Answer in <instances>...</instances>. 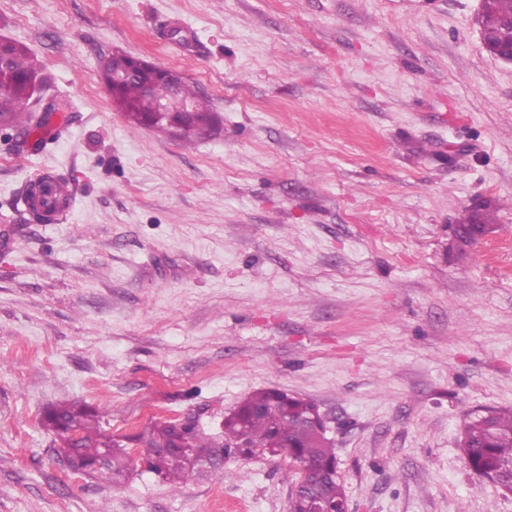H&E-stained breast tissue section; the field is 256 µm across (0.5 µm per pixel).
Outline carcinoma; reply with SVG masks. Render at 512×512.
Listing matches in <instances>:
<instances>
[{
	"instance_id": "1",
	"label": "carcinoma",
	"mask_w": 512,
	"mask_h": 512,
	"mask_svg": "<svg viewBox=\"0 0 512 512\" xmlns=\"http://www.w3.org/2000/svg\"><path fill=\"white\" fill-rule=\"evenodd\" d=\"M481 25L492 44L512 45V0H490ZM134 64L131 55L117 50L104 57L100 65V79L131 128L144 126L150 120L152 127L177 132L186 142L200 140L202 130L217 131L218 119L210 101L184 81L177 91L190 102L193 111L171 112L156 119V102L168 95L170 87L155 76V66L140 68L122 84L112 86V70L128 69ZM146 81L154 85L151 95L144 93ZM36 86L43 95L51 88L50 77L38 60L21 44L0 42V125L21 130L22 143L33 137L34 145L42 147L55 139L58 130L50 131L38 121L36 109L22 111ZM23 199L37 221L48 223L51 216L70 208L73 196L47 174L26 190ZM490 230V210L485 207L471 211L463 223L455 225L453 233L465 247ZM102 414L103 410L86 403L63 402L44 410L41 424L60 442L58 452L73 460V473L115 484L127 476L132 458L122 441L101 435ZM318 416L319 410L311 401L276 390H260L224 415L223 431L217 435L206 437L197 426L188 428L180 421H162L145 427L133 441L142 448L140 459L149 471L173 485L199 477L196 462L219 453L226 460L257 454H285L295 461L309 460L327 473L315 497L323 506L333 507L344 499L345 491L334 475L337 461L332 442L314 428ZM460 444L476 473L489 476L505 471L512 465V409L491 411L467 423Z\"/></svg>"
}]
</instances>
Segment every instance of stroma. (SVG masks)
Listing matches in <instances>:
<instances>
[{
    "label": "stroma",
    "mask_w": 512,
    "mask_h": 512,
    "mask_svg": "<svg viewBox=\"0 0 512 512\" xmlns=\"http://www.w3.org/2000/svg\"><path fill=\"white\" fill-rule=\"evenodd\" d=\"M480 0H0L72 104L48 149L0 132V512H288V457L230 479L112 486L40 424L107 407L131 435L208 432L260 389L315 401L350 512H512L458 445L512 409V65ZM121 50L223 119L193 144L131 129L99 78ZM67 182L64 222L25 187ZM489 205L458 257L451 225Z\"/></svg>",
    "instance_id": "1"
}]
</instances>
